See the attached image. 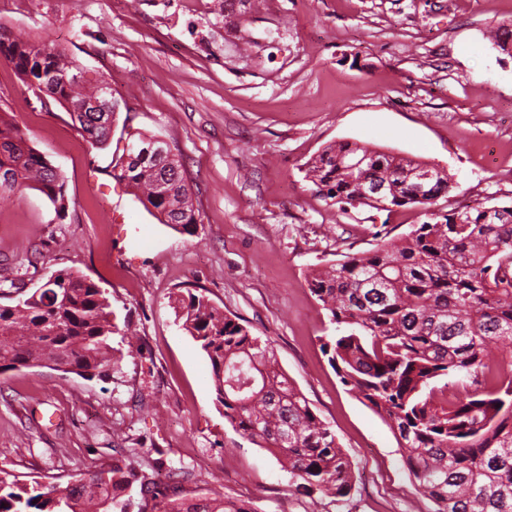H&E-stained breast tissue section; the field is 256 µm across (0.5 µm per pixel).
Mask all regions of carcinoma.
<instances>
[{
	"label": "carcinoma",
	"instance_id": "carcinoma-1",
	"mask_svg": "<svg viewBox=\"0 0 512 512\" xmlns=\"http://www.w3.org/2000/svg\"><path fill=\"white\" fill-rule=\"evenodd\" d=\"M31 91L69 112L98 149L112 147L116 112L102 78L41 42L0 32V60ZM112 177L141 189L161 223L193 233L198 223L180 160L156 157L154 138L134 132ZM363 165L353 170L349 159ZM0 179L17 198L26 189L66 208L63 177L0 113ZM432 177L421 183L417 170ZM316 191L346 207L386 185V210L421 207L427 220L402 236L377 233L374 247L314 270L311 293L336 335L323 351L343 385L379 414L406 450L418 492L434 512H512V205L475 198L432 210L451 185L445 168L357 142L326 146L307 163ZM176 315L207 356L224 420L272 453L308 496L343 502L355 473L335 432L280 370L266 336L224 314L202 291L174 299ZM113 323L104 291L86 275L58 270L33 292L0 304V373L42 367L92 377L112 368ZM0 468V512H252L228 497L193 498L175 482L164 490L135 465L114 464L74 484L7 482Z\"/></svg>",
	"mask_w": 512,
	"mask_h": 512
}]
</instances>
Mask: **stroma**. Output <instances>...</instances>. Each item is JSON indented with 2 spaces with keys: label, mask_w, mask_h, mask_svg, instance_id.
<instances>
[{
  "label": "stroma",
  "mask_w": 512,
  "mask_h": 512,
  "mask_svg": "<svg viewBox=\"0 0 512 512\" xmlns=\"http://www.w3.org/2000/svg\"><path fill=\"white\" fill-rule=\"evenodd\" d=\"M0 25L105 77L120 105L113 141L131 129L167 141L198 213L190 235L161 224L113 179L111 150L0 62V113L62 170L69 200L59 213L36 190L0 201V289L27 293L72 268L130 325L92 379L0 373V468L50 486L131 459L253 512H433L393 431L331 367L334 327L308 287L313 269L371 249L377 231L409 232L424 211L339 210L304 167L358 142L447 169L443 210L512 204V56L492 39L512 31V0H0ZM194 287L270 338L354 465L347 501L308 497L225 422L170 301Z\"/></svg>",
  "instance_id": "1"
}]
</instances>
